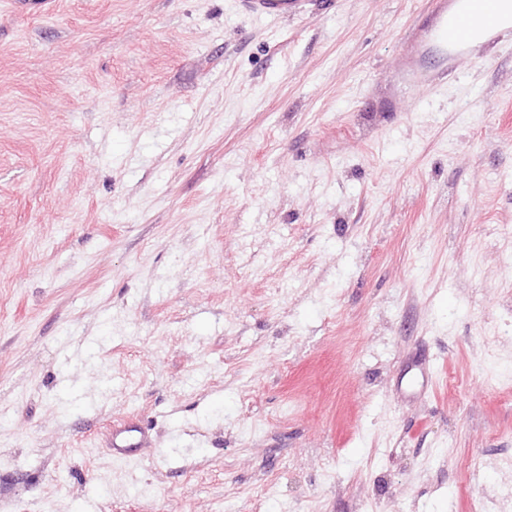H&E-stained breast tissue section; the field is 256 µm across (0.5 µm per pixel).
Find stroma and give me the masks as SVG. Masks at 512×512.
Listing matches in <instances>:
<instances>
[{
    "mask_svg": "<svg viewBox=\"0 0 512 512\" xmlns=\"http://www.w3.org/2000/svg\"><path fill=\"white\" fill-rule=\"evenodd\" d=\"M429 8L0 0V512H512V49L403 85ZM302 2L304 0H236L243 13L274 19L300 13ZM143 432L134 425H121L112 430L113 455L122 459L134 458L141 447Z\"/></svg>",
    "mask_w": 512,
    "mask_h": 512,
    "instance_id": "1",
    "label": "stroma"
}]
</instances>
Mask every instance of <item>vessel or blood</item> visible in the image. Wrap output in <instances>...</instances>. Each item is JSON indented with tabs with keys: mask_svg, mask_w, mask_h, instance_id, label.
<instances>
[{
	"mask_svg": "<svg viewBox=\"0 0 512 512\" xmlns=\"http://www.w3.org/2000/svg\"><path fill=\"white\" fill-rule=\"evenodd\" d=\"M458 0H431L430 20L422 34L414 40L406 53V63L399 74L401 83L414 88L447 79V66L439 70L424 71L423 57L437 54L447 59L449 51H467L478 32L495 31L501 39L512 36V23H505L501 16L502 0H459L461 11H453ZM303 0H236L240 11L250 15L282 18L301 11ZM143 433L134 425H122L112 431V451L115 457L130 459L141 447Z\"/></svg>",
	"mask_w": 512,
	"mask_h": 512,
	"instance_id": "1",
	"label": "vessel or blood"
}]
</instances>
